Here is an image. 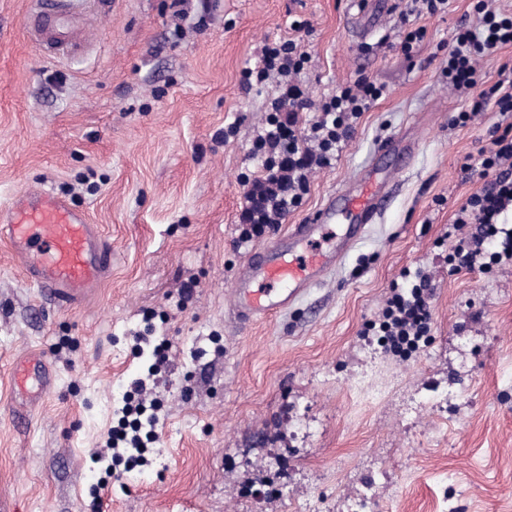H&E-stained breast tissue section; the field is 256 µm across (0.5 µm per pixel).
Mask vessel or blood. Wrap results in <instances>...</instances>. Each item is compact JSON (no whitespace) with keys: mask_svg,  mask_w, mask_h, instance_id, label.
<instances>
[{"mask_svg":"<svg viewBox=\"0 0 512 512\" xmlns=\"http://www.w3.org/2000/svg\"><path fill=\"white\" fill-rule=\"evenodd\" d=\"M42 3L36 29L41 47L52 56L68 54L73 48L68 0ZM413 148L402 136L382 142L369 165L312 216L252 250L232 288L235 319L242 324L266 319L323 283L383 211L393 176L381 159ZM0 238L21 260L27 280L63 308L79 305L112 270V250L99 226L42 187L0 209ZM13 380L16 387L28 382L42 392L51 386L53 372L33 356L15 366Z\"/></svg>","mask_w":512,"mask_h":512,"instance_id":"b4317fda","label":"vessel or blood"}]
</instances>
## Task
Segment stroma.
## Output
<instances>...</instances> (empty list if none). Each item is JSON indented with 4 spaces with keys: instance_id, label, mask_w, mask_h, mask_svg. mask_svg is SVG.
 Instances as JSON below:
<instances>
[{
    "instance_id": "1",
    "label": "stroma",
    "mask_w": 512,
    "mask_h": 512,
    "mask_svg": "<svg viewBox=\"0 0 512 512\" xmlns=\"http://www.w3.org/2000/svg\"><path fill=\"white\" fill-rule=\"evenodd\" d=\"M29 10L0 0V206L52 190L99 225L112 271L61 309L0 240V512H341L366 491L373 512H512V260L454 272L442 240L485 186L465 157L508 122L492 105L450 124L466 102L443 45L476 24L470 0L413 15L426 37L409 58L387 48L399 10L364 35L350 0H187L180 14L171 0H86L71 17L81 48L60 57L40 49ZM297 15L309 30L293 32ZM290 37L311 57L312 100L359 73L388 92L266 238L312 215L380 142H417L327 281L240 324L227 314L249 252L239 175L259 168L249 147L277 89L242 73ZM408 270L430 279L432 320L405 358L364 330ZM31 354L54 381L20 428L12 370ZM438 389L447 408L419 405ZM129 396L158 419L139 432L143 465L108 445Z\"/></svg>"
}]
</instances>
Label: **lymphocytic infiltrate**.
<instances>
[{"label": "lymphocytic infiltrate", "mask_w": 512, "mask_h": 512, "mask_svg": "<svg viewBox=\"0 0 512 512\" xmlns=\"http://www.w3.org/2000/svg\"><path fill=\"white\" fill-rule=\"evenodd\" d=\"M477 26L460 23L448 42V64L442 74L449 87L464 95L468 107L457 113L454 125L466 126L472 117L496 105L512 112V65L502 64L496 82L479 70L480 59L512 46V12L490 7L488 0H472ZM310 60L299 43L288 39L265 45L258 64L245 73L246 82L263 84L276 79L279 92L266 104L264 126L252 140L250 152L261 161L260 174L242 180L246 189L239 222L241 243L261 237L266 227L280 223L301 206L309 191L313 169L332 166L358 119L383 97L385 87L368 77L339 86L318 105V114L307 127H299L298 112L305 105V91L297 77ZM464 171L485 179V187L460 205L448 238L454 244L448 262L454 269L488 268L512 259V235H500L499 225L512 212V125L494 136L490 147L467 158ZM502 237V251H488L489 239ZM429 280L419 275L409 289L392 287L377 333L396 353L416 349L430 330L427 298Z\"/></svg>", "instance_id": "f902f5d3"}]
</instances>
